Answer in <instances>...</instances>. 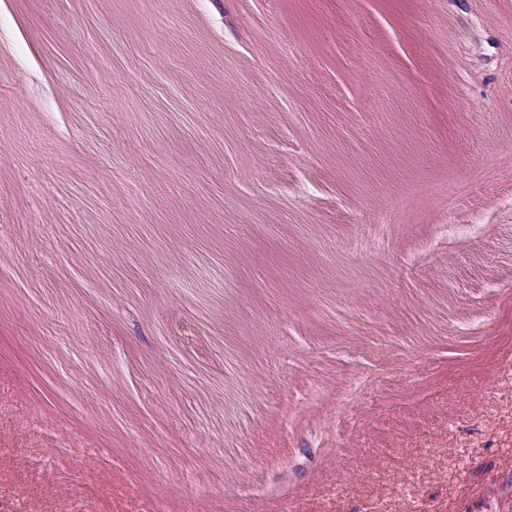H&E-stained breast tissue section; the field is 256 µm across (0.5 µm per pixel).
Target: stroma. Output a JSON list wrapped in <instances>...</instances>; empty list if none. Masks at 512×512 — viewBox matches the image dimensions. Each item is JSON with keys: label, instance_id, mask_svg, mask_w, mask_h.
<instances>
[{"label": "stroma", "instance_id": "35a3bbf8", "mask_svg": "<svg viewBox=\"0 0 512 512\" xmlns=\"http://www.w3.org/2000/svg\"><path fill=\"white\" fill-rule=\"evenodd\" d=\"M0 512H512V0H0Z\"/></svg>", "mask_w": 512, "mask_h": 512}]
</instances>
